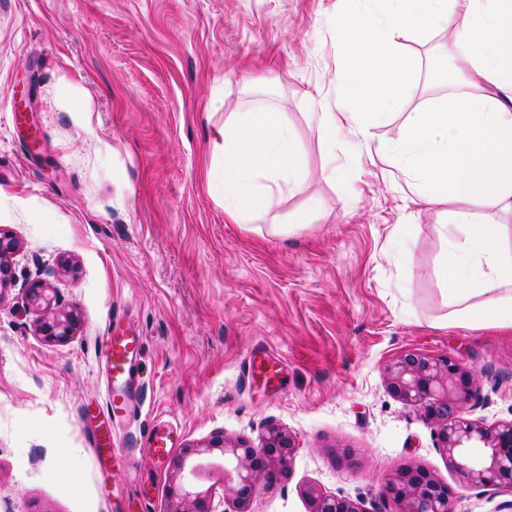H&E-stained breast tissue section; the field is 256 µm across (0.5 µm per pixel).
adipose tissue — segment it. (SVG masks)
Wrapping results in <instances>:
<instances>
[{
    "instance_id": "1",
    "label": "adipose tissue",
    "mask_w": 512,
    "mask_h": 512,
    "mask_svg": "<svg viewBox=\"0 0 512 512\" xmlns=\"http://www.w3.org/2000/svg\"><path fill=\"white\" fill-rule=\"evenodd\" d=\"M337 14L336 55L345 62L335 100L307 105L329 153L320 171L336 177V135L352 130L368 153L399 170L418 202L443 207L444 255L436 269L453 317L476 328L512 330V237L492 212L512 210V0H372ZM440 35L434 61L445 93L428 109L406 105L421 92V58L409 36ZM404 118L405 136L377 143L373 127ZM208 174L224 190L234 223L301 229L320 207L281 222L284 194L309 176L282 113L261 104L228 112Z\"/></svg>"
}]
</instances>
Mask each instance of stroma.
Returning <instances> with one entry per match:
<instances>
[{
	"label": "stroma",
	"mask_w": 512,
	"mask_h": 512,
	"mask_svg": "<svg viewBox=\"0 0 512 512\" xmlns=\"http://www.w3.org/2000/svg\"><path fill=\"white\" fill-rule=\"evenodd\" d=\"M338 0H0V231L17 248L0 287V512H164L170 460L133 436L171 425L176 447L259 445L268 425L295 450L261 478L250 512H309L307 489L380 512L384 480L419 467L453 512H512V487L468 484L437 427L394 397L397 355L471 370L468 416L512 420V331L450 319L435 268L444 215L414 205L397 170L326 143L308 95L335 99ZM275 103L308 180L281 214L323 203L290 234L235 224L207 172L224 115ZM53 288L73 336L40 335L27 290ZM144 338L120 484L88 443L103 422L102 346L114 316ZM276 362L270 379L253 357Z\"/></svg>",
	"instance_id": "1"
}]
</instances>
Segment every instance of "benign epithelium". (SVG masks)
I'll list each match as a JSON object with an SVG mask.
<instances>
[{"label":"benign epithelium","instance_id":"obj_1","mask_svg":"<svg viewBox=\"0 0 512 512\" xmlns=\"http://www.w3.org/2000/svg\"><path fill=\"white\" fill-rule=\"evenodd\" d=\"M14 248L6 234H0V286L9 277L4 257ZM28 299L44 312L39 325L41 335L64 340L73 335L78 318L73 313L55 312L56 298L38 281L29 289ZM388 390L396 398L416 405L424 418L438 427L439 449L460 471L466 482L475 486L512 485V421L494 426L467 417L466 409L476 395L474 375L447 356L408 351L396 356L385 368ZM485 449L484 458L474 462L469 449ZM295 449L294 440L277 425L266 428L261 444L246 441L234 444L212 438L203 445H187L172 458L175 475L168 486L165 512H211L213 486L199 456L215 450L224 454L221 481L230 493L233 512H248L247 505L259 479L277 466L287 465ZM310 512H365L362 503L346 497L307 492ZM382 501L396 512H452L448 485L422 468L407 467L388 478Z\"/></svg>","mask_w":512,"mask_h":512}]
</instances>
